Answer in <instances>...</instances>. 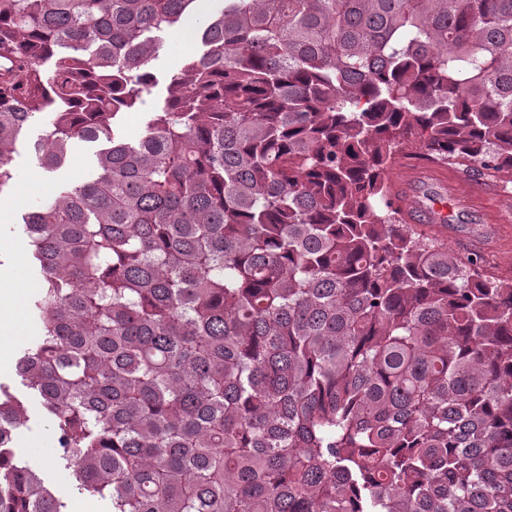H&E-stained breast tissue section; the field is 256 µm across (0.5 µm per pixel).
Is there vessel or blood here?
<instances>
[{
    "instance_id": "b4317fda",
    "label": "vessel or blood",
    "mask_w": 512,
    "mask_h": 512,
    "mask_svg": "<svg viewBox=\"0 0 512 512\" xmlns=\"http://www.w3.org/2000/svg\"><path fill=\"white\" fill-rule=\"evenodd\" d=\"M429 183L438 188L440 194H447L452 188V179L439 167L408 168L401 178L390 185L391 198L401 207L404 219L411 224H434L438 217L426 208L418 198L420 183Z\"/></svg>"
}]
</instances>
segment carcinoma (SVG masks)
Listing matches in <instances>:
<instances>
[{
    "label": "carcinoma",
    "instance_id": "obj_1",
    "mask_svg": "<svg viewBox=\"0 0 512 512\" xmlns=\"http://www.w3.org/2000/svg\"><path fill=\"white\" fill-rule=\"evenodd\" d=\"M195 0H0V190L20 136L94 171L23 217L16 372L108 512H512V278L407 223L404 154L512 173V0H224L126 139ZM0 512H65L17 462ZM180 24L159 34L161 47L157 58L151 64L156 85L149 94L145 95L144 103L137 109L123 111L115 119L118 132L125 138H137L142 134L147 115L145 112H155L163 106L170 77L182 67L186 60L199 55L203 50L196 30L189 46L178 38Z\"/></svg>",
    "mask_w": 512,
    "mask_h": 512
}]
</instances>
